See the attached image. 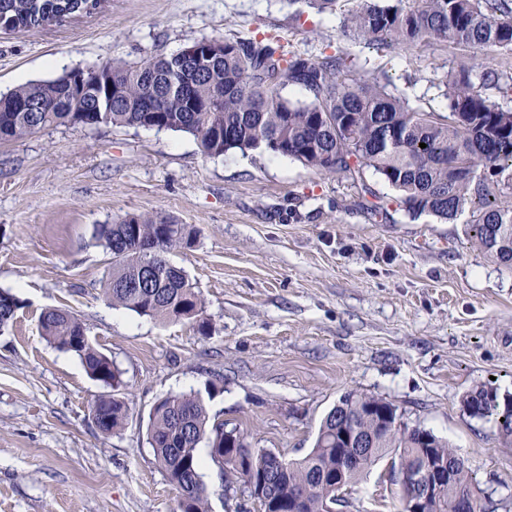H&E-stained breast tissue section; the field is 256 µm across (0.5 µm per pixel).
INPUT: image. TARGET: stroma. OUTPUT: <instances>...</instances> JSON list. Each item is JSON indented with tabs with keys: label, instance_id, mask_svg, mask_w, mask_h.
Here are the masks:
<instances>
[{
	"label": "stroma",
	"instance_id": "1",
	"mask_svg": "<svg viewBox=\"0 0 512 512\" xmlns=\"http://www.w3.org/2000/svg\"><path fill=\"white\" fill-rule=\"evenodd\" d=\"M224 36L288 51L351 49L365 78L389 77L425 111L444 107L447 51L350 47L342 15L307 0H105L90 15L0 34V93L74 68L172 54ZM390 221L367 212V191ZM378 174L362 184L264 150L204 156L189 136L145 128L53 126L0 141V289L22 301L0 330V512H173L178 492L154 463L149 414L166 396L206 405L254 449L299 459L347 390L383 398L456 449L480 487L512 512V441L469 416L482 385L512 394V269L480 252L465 217H410ZM197 231L172 260L206 303L207 334L109 306L110 256L94 228L129 214ZM64 307L114 361L129 403L122 431L90 413L107 389L40 333ZM198 454L211 512H252ZM391 460L347 495L351 512H398Z\"/></svg>",
	"mask_w": 512,
	"mask_h": 512
}]
</instances>
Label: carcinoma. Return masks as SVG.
<instances>
[{
	"label": "carcinoma",
	"mask_w": 512,
	"mask_h": 512,
	"mask_svg": "<svg viewBox=\"0 0 512 512\" xmlns=\"http://www.w3.org/2000/svg\"><path fill=\"white\" fill-rule=\"evenodd\" d=\"M323 12L347 7L344 27L365 48L448 49L458 61L439 80L446 111L425 112L388 82L350 73L349 56L285 52L272 41L225 38L224 53L199 64L183 51L134 64L79 68L87 89L78 96L69 71L0 94V141L19 139L50 126L150 128L194 138L201 153L263 149L326 173L371 169L398 192L397 205L410 216L428 213L454 221L463 213L477 248L512 269V107L492 98L512 96V0H308ZM79 0H0L4 33L30 32L58 23ZM480 51L498 57L497 68L474 82L463 60ZM299 86L307 100L281 91ZM426 147L421 148L419 144ZM93 238L112 255L101 293L112 307L162 322L190 321L206 334L205 301L170 255L195 245L188 224L150 215H128L95 227ZM0 290V330L21 307ZM44 339L81 360L89 375L110 388L91 407L104 434L121 431L127 402L121 372L90 340L85 324L66 308L39 317ZM474 418L498 420L512 436V397L480 386L462 400ZM347 430L374 438L366 455L342 471L344 487L391 454L407 480L397 489L402 503L428 456L448 463L449 478L421 512H448L458 496L484 492L448 442L410 426L390 402L357 390L345 392L322 420L311 450L290 462L288 472L267 478L264 512H336L348 504L336 497L330 478L342 466L337 449L349 452ZM207 442L211 460L224 459L226 488L244 484L232 453L260 454L237 428L210 418L198 393L159 400L149 416L148 442L167 481L185 491L178 512H209V492L200 473L198 448Z\"/></svg>",
	"instance_id": "cac0c4a2"
}]
</instances>
